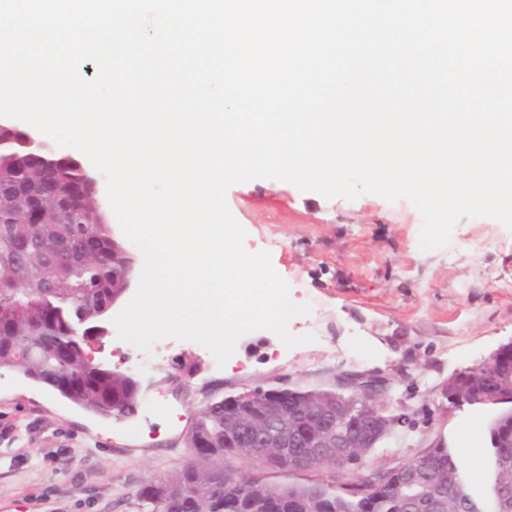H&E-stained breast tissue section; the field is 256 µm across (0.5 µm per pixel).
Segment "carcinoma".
<instances>
[{
  "label": "carcinoma",
  "mask_w": 512,
  "mask_h": 512,
  "mask_svg": "<svg viewBox=\"0 0 512 512\" xmlns=\"http://www.w3.org/2000/svg\"><path fill=\"white\" fill-rule=\"evenodd\" d=\"M23 133L0 127V173L11 176L13 201L0 208V368H17L29 361L33 380L56 389L67 385L63 397L102 417L121 419L133 414L139 392L136 381L107 364L88 359L84 336L101 331L110 318L108 308L128 293L127 275L136 259L118 237L99 206L94 180L86 170L57 154L19 146ZM42 185L53 189L37 205L42 223H27L28 208ZM448 404L507 405L489 429V473L493 480L512 485V384L497 383L469 369L448 379ZM351 396L346 387L295 389L293 401L312 408L330 404L336 395ZM354 412L341 421L344 429L369 424L363 402L353 399ZM243 403L230 395L207 402L197 413L195 429L206 435L209 458L180 470L172 484L183 498L169 501L160 483L149 484L142 496L152 512H224V498L237 495L224 486V469H232L262 485V491L240 501L238 512H411L410 502L388 489L391 478L379 486L362 488L363 481L341 488L316 477L322 468L313 463L297 469L286 462L272 465L266 447L251 442L245 448L227 447L234 434L233 416ZM422 469L446 500L445 512H506V501L484 498L479 504L465 487L456 453L442 445L422 462L413 457L402 472Z\"/></svg>",
  "instance_id": "obj_1"
}]
</instances>
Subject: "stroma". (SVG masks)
<instances>
[{
	"instance_id": "stroma-1",
	"label": "stroma",
	"mask_w": 512,
	"mask_h": 512,
	"mask_svg": "<svg viewBox=\"0 0 512 512\" xmlns=\"http://www.w3.org/2000/svg\"><path fill=\"white\" fill-rule=\"evenodd\" d=\"M229 209L247 232L245 249L269 252L289 298L311 304L287 347L258 329L218 366L192 341H157L167 357L142 372L122 355L116 329L99 356L140 387L132 417L107 419L73 405L17 369H0V512H149L141 491L190 461L189 429L207 401L247 389L335 387L345 377L386 380L388 406L409 427L381 443L375 465L444 444L460 452L468 490L481 496L493 407L447 406L449 377L512 343V230L460 219L447 246L422 250L423 219L408 201H350L300 191L276 179L231 186ZM190 393H181L180 382Z\"/></svg>"
}]
</instances>
